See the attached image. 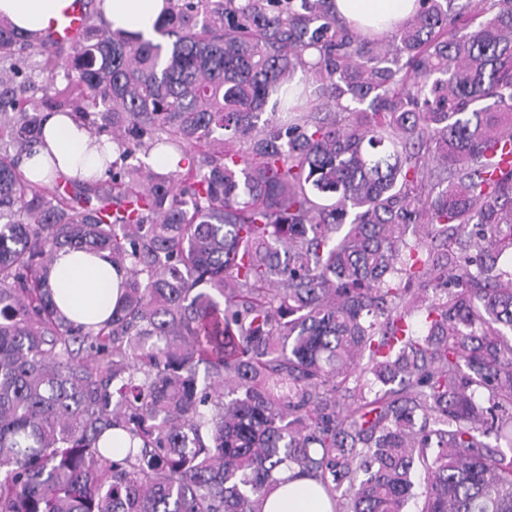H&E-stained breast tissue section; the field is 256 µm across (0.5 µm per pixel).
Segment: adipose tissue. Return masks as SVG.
I'll return each mask as SVG.
<instances>
[{
  "instance_id": "obj_1",
  "label": "adipose tissue",
  "mask_w": 512,
  "mask_h": 512,
  "mask_svg": "<svg viewBox=\"0 0 512 512\" xmlns=\"http://www.w3.org/2000/svg\"><path fill=\"white\" fill-rule=\"evenodd\" d=\"M416 0H335L337 12L359 25H384L393 30L406 19ZM67 0H0V17L16 27L36 33L48 27ZM165 0H105V19L112 30L140 36H155ZM89 132L69 115H42V137L25 151L20 166L25 176L46 184L56 175L73 179L101 176L104 168L96 149L90 148ZM125 268L109 256L81 252H58L49 274V284L60 312L70 321L94 327L107 320L117 301ZM277 487L268 495L262 512H332L331 504L316 480L290 479L280 470Z\"/></svg>"
}]
</instances>
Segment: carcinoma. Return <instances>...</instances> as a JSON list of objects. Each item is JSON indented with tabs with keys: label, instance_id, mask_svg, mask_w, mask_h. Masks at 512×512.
Returning a JSON list of instances; mask_svg holds the SVG:
<instances>
[{
	"label": "carcinoma",
	"instance_id": "obj_1",
	"mask_svg": "<svg viewBox=\"0 0 512 512\" xmlns=\"http://www.w3.org/2000/svg\"><path fill=\"white\" fill-rule=\"evenodd\" d=\"M332 2L168 0L166 55L104 0L67 54L0 20V512H262L282 465L333 512H406L418 474L421 512H512V0L377 34ZM297 71L317 103L261 120ZM46 108L106 178L21 173ZM153 149L191 162L127 163ZM62 248L127 268L96 329L53 302Z\"/></svg>",
	"mask_w": 512,
	"mask_h": 512
}]
</instances>
